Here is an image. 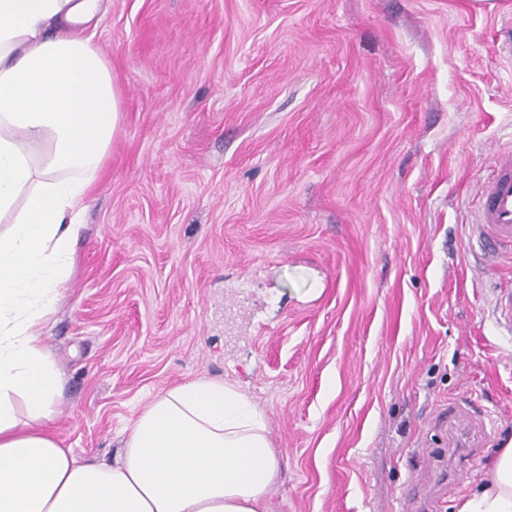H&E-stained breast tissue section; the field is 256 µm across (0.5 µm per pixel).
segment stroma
<instances>
[{
    "instance_id": "obj_1",
    "label": "stroma",
    "mask_w": 512,
    "mask_h": 512,
    "mask_svg": "<svg viewBox=\"0 0 512 512\" xmlns=\"http://www.w3.org/2000/svg\"><path fill=\"white\" fill-rule=\"evenodd\" d=\"M511 27L512 0H106L82 33L120 119L46 328L62 446L115 459L160 391L231 382L281 458L268 512H456L512 440V266L469 242ZM464 397L484 439L436 418Z\"/></svg>"
}]
</instances>
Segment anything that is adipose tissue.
I'll return each mask as SVG.
<instances>
[{
  "mask_svg": "<svg viewBox=\"0 0 512 512\" xmlns=\"http://www.w3.org/2000/svg\"><path fill=\"white\" fill-rule=\"evenodd\" d=\"M101 0H0V512H267L281 460L235 385L175 384L115 461L78 459L53 420L62 378L45 343L120 92L77 34ZM457 512H512V441Z\"/></svg>",
  "mask_w": 512,
  "mask_h": 512,
  "instance_id": "1",
  "label": "adipose tissue"
}]
</instances>
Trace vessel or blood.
I'll return each instance as SVG.
<instances>
[{"label": "vessel or blood", "mask_w": 512, "mask_h": 512, "mask_svg": "<svg viewBox=\"0 0 512 512\" xmlns=\"http://www.w3.org/2000/svg\"><path fill=\"white\" fill-rule=\"evenodd\" d=\"M473 233L491 252L512 255V152L497 156L494 162ZM480 413L479 404L472 399L448 406L449 420L467 424L478 432L486 428Z\"/></svg>", "instance_id": "b4317fda"}]
</instances>
